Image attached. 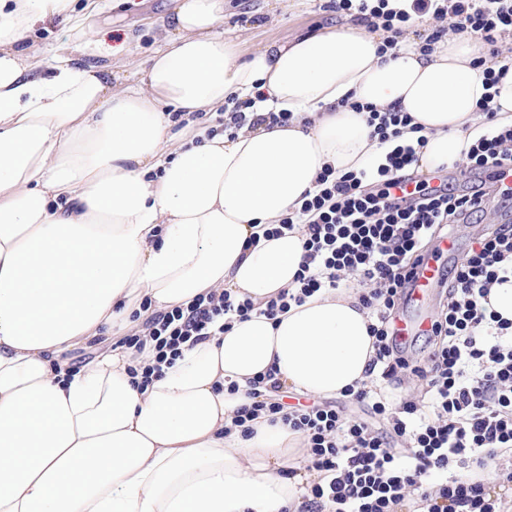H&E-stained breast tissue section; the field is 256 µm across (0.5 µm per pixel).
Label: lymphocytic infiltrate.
Instances as JSON below:
<instances>
[{
  "instance_id": "f902f5d3",
  "label": "lymphocytic infiltrate",
  "mask_w": 512,
  "mask_h": 512,
  "mask_svg": "<svg viewBox=\"0 0 512 512\" xmlns=\"http://www.w3.org/2000/svg\"><path fill=\"white\" fill-rule=\"evenodd\" d=\"M339 14H355L368 30H384L385 49H395L409 14L389 0H329ZM415 11L431 13L454 30H467L488 48L512 36V0H414ZM469 145L459 173L480 175L489 168L512 172V128L493 125ZM371 134L387 151L369 171L336 172L325 167L317 189L300 209L275 225V233L302 228L305 254L295 290H283L264 304L231 291L194 298L184 307L152 313L143 331H132L125 346L143 351L153 341L154 362L141 374L149 385L162 363L182 345L205 340L216 324L252 313L276 318L290 303L323 290L354 285L370 317L375 355L359 389L347 390L344 406L315 402L299 407L277 396L273 373L256 377L232 424L250 433L264 416L298 432L310 468L325 482L311 486L298 512H505L488 492L490 481L512 482V321L488 311L491 288L512 278V224L496 225L473 238L466 254L448 270L449 301L434 316L426 357L409 356L393 320L411 271L424 258L423 245L452 235L454 225L486 212L484 190L464 194L448 186L415 183L411 198L393 194L405 170L416 165L425 136L413 135L408 113L394 107H366Z\"/></svg>"
}]
</instances>
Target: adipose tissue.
Returning a JSON list of instances; mask_svg holds the SVG:
<instances>
[{
	"mask_svg": "<svg viewBox=\"0 0 512 512\" xmlns=\"http://www.w3.org/2000/svg\"><path fill=\"white\" fill-rule=\"evenodd\" d=\"M71 2L0 0V512H298L320 479L298 435L261 417L246 437L232 417L270 369L299 394L360 387L374 349L356 289L233 321L142 389L133 349L78 371L66 355L202 294L258 303L294 288L303 236L270 228L325 166L382 154L362 105L408 112L431 172L483 134L487 71L503 75L491 105L512 127V66L465 31L427 56L383 54L384 32L350 21L244 59L224 0H177L149 67L116 84L91 17L51 56L28 46ZM233 98L293 119L198 130ZM174 112L188 117L178 130Z\"/></svg>",
	"mask_w": 512,
	"mask_h": 512,
	"instance_id": "ef3b65f1",
	"label": "adipose tissue"
}]
</instances>
